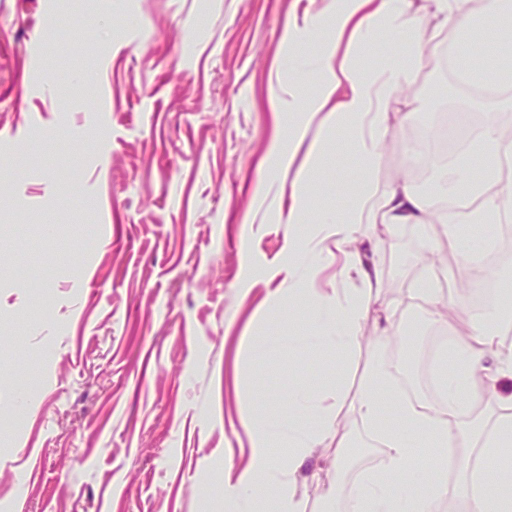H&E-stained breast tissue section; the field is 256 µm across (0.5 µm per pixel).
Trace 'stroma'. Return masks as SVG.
Listing matches in <instances>:
<instances>
[{
  "mask_svg": "<svg viewBox=\"0 0 512 512\" xmlns=\"http://www.w3.org/2000/svg\"><path fill=\"white\" fill-rule=\"evenodd\" d=\"M301 0H0V512H227L249 417L308 425L292 400L407 373L385 326L420 343L416 284L435 267L420 224L364 223L383 270L354 355L278 351L315 324L288 303L310 225L285 217L273 152L288 115L270 72ZM422 51L398 94L407 118L372 177L381 199L410 169L407 135L440 107L512 117V96H464ZM310 191L344 206L356 162L335 134ZM318 294L357 288L324 245ZM417 313L418 324L406 316Z\"/></svg>",
  "mask_w": 512,
  "mask_h": 512,
  "instance_id": "35a3bbf8",
  "label": "stroma"
}]
</instances>
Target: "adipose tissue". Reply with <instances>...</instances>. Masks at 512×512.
Listing matches in <instances>:
<instances>
[{
	"instance_id": "adipose-tissue-1",
	"label": "adipose tissue",
	"mask_w": 512,
	"mask_h": 512,
	"mask_svg": "<svg viewBox=\"0 0 512 512\" xmlns=\"http://www.w3.org/2000/svg\"><path fill=\"white\" fill-rule=\"evenodd\" d=\"M427 2L431 20L427 26L412 19L413 0H322L318 10L289 19L282 53L271 65L279 86L273 110L301 116L288 129L287 150L279 154L281 166L294 172L288 221L321 225L327 236L340 244L353 239L366 218L390 226L427 224L435 240L470 259L482 250L483 243L459 234L458 225L493 224L512 208V192L503 187L505 179H512V169L504 167L512 160V140L499 136L496 123L485 121L475 127L469 144L448 163V190L452 193L460 183L472 181L474 172L483 171L477 210L437 218L431 203L407 177L395 182L380 203L371 198V178L381 147L401 120L393 103L415 73L420 52L428 44V32L453 33L454 65L470 84H483L490 69L512 67V0H489L487 11L479 15L469 11L468 0ZM312 34L321 37L316 56L320 82L314 95L304 97L286 65ZM383 35L390 36L391 42L381 62L362 64L360 54ZM315 124L335 129L347 141L357 168L349 204L314 215L307 197L325 157L324 142L308 138ZM301 151L306 158L299 166L295 157ZM345 266L361 275L362 287L317 297L311 314L322 342L348 355L359 347L362 323L375 307L373 291L384 282L377 267L365 264L359 252L346 253ZM499 316L497 305L489 304L460 336L453 366L442 381L437 411L394 396L381 372H374L370 384L354 401L352 413L374 431L382 451L381 467L364 473L359 492L346 501L338 497V478H331L323 512H443L452 494L462 498L470 512H512V478L490 481L469 456L458 461L456 488H449L442 475L421 492L414 479L415 453L425 436L434 437L446 448L480 444L485 452L496 453L512 447V394L504 395L498 388L501 377L512 375V347L495 341L491 325ZM491 357L496 359V367L488 366ZM344 392V387H337L324 400L299 392L301 403L317 410V419L310 426L286 424L271 414L249 422V461L224 473V501L233 512H304L298 476L316 448L334 435ZM477 405L496 411L491 426L471 423ZM390 408L400 418L399 427L384 421ZM276 437L287 438V458L272 453L270 442Z\"/></svg>"
}]
</instances>
